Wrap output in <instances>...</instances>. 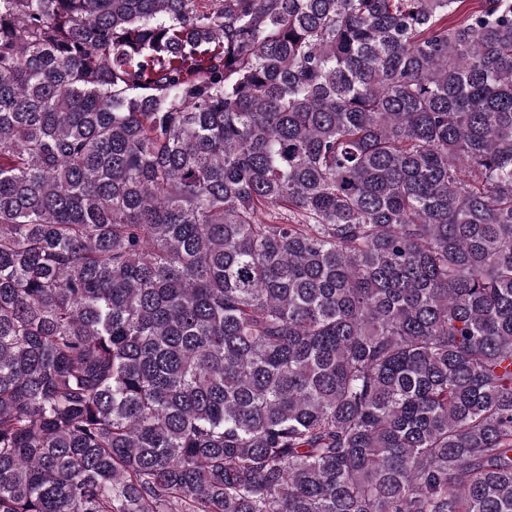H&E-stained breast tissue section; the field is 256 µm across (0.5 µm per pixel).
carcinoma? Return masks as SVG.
<instances>
[{
	"label": "carcinoma",
	"instance_id": "cac0c4a2",
	"mask_svg": "<svg viewBox=\"0 0 512 512\" xmlns=\"http://www.w3.org/2000/svg\"><path fill=\"white\" fill-rule=\"evenodd\" d=\"M0 0V512H512V0Z\"/></svg>",
	"mask_w": 512,
	"mask_h": 512
}]
</instances>
